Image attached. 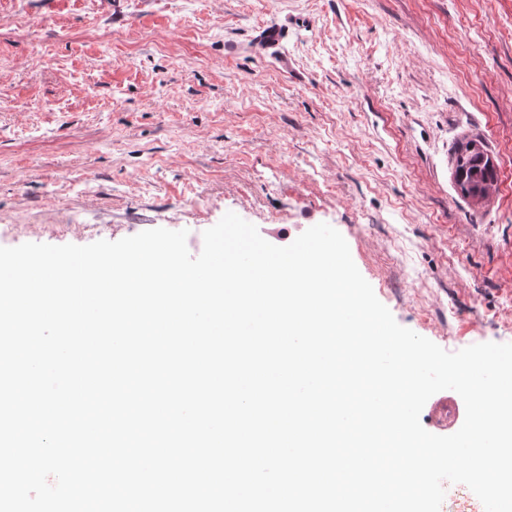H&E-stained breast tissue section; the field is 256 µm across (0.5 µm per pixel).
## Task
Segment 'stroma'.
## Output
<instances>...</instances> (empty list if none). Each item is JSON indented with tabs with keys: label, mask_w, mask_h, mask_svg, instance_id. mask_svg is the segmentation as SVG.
<instances>
[{
	"label": "stroma",
	"mask_w": 512,
	"mask_h": 512,
	"mask_svg": "<svg viewBox=\"0 0 512 512\" xmlns=\"http://www.w3.org/2000/svg\"><path fill=\"white\" fill-rule=\"evenodd\" d=\"M229 211L277 246L330 224L446 351L512 343V0H0V247ZM472 143V148L467 147ZM482 141L470 139L464 148H456L454 176L458 187L487 191L496 183L497 171Z\"/></svg>",
	"instance_id": "stroma-1"
}]
</instances>
